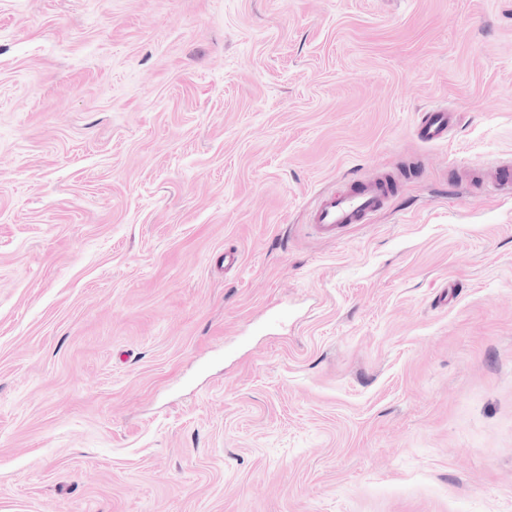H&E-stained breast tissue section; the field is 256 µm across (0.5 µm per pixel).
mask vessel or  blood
Listing matches in <instances>:
<instances>
[{
    "instance_id": "vessel-or-blood-1",
    "label": "vessel or blood",
    "mask_w": 512,
    "mask_h": 512,
    "mask_svg": "<svg viewBox=\"0 0 512 512\" xmlns=\"http://www.w3.org/2000/svg\"><path fill=\"white\" fill-rule=\"evenodd\" d=\"M456 123L455 113L441 109L422 114L416 134L424 143L447 141ZM472 189L482 193H512V165L496 167L491 179L476 178ZM391 195V180L379 175L359 182L348 183L341 192H324L318 195L310 212V222L315 231L327 240L341 239L350 225L366 223L368 218L381 210Z\"/></svg>"
}]
</instances>
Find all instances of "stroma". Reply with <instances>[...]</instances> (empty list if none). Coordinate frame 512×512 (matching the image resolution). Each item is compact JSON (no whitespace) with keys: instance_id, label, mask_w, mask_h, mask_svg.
<instances>
[{"instance_id":"35a3bbf8","label":"stroma","mask_w":512,"mask_h":512,"mask_svg":"<svg viewBox=\"0 0 512 512\" xmlns=\"http://www.w3.org/2000/svg\"><path fill=\"white\" fill-rule=\"evenodd\" d=\"M503 159L512 0H0V512H512ZM456 123V114L436 109L424 112L416 127L419 140L427 144L447 141ZM511 163L501 165L495 168V172L490 180H484L482 177L472 179L470 187L481 193H512V165ZM475 180V181H473ZM390 195L391 180L385 175L348 183L341 192L318 195L310 212V224L325 239L339 240L351 224H366L386 205Z\"/></svg>"}]
</instances>
